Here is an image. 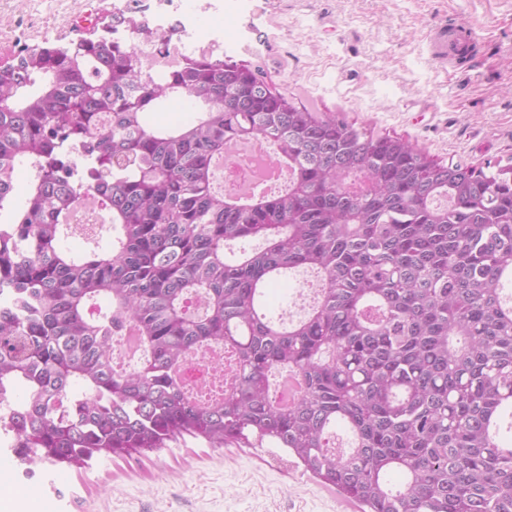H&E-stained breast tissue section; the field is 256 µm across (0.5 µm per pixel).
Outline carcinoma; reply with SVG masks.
<instances>
[{
    "label": "carcinoma",
    "mask_w": 512,
    "mask_h": 512,
    "mask_svg": "<svg viewBox=\"0 0 512 512\" xmlns=\"http://www.w3.org/2000/svg\"><path fill=\"white\" fill-rule=\"evenodd\" d=\"M105 33L21 51L0 74V406L26 458L81 469L188 438L284 448L359 512H512V165L438 162L279 92L263 69L206 55L160 79ZM173 94L195 123L151 128ZM262 139L288 184L250 203L213 186L231 142ZM35 171L22 207L7 171ZM369 178L371 189L360 187ZM92 192L104 225L76 222ZM90 244L79 257L62 235ZM244 240L261 246L230 258ZM310 272L302 318L267 286ZM100 297L109 307L97 305ZM145 352L113 360L112 329ZM222 345L231 389L197 402L188 358ZM301 394L282 405L275 374ZM401 476L399 486L390 476Z\"/></svg>",
    "instance_id": "cac0c4a2"
}]
</instances>
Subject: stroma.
<instances>
[{
  "mask_svg": "<svg viewBox=\"0 0 512 512\" xmlns=\"http://www.w3.org/2000/svg\"><path fill=\"white\" fill-rule=\"evenodd\" d=\"M113 0H0V57L66 44ZM463 32L466 57L434 55L435 28ZM234 60L262 65L281 93L355 126L409 139L476 169L512 164V0H257ZM49 501L0 474V504L26 512H343V499L271 448L191 442L140 459L58 468Z\"/></svg>",
  "mask_w": 512,
  "mask_h": 512,
  "instance_id": "stroma-1",
  "label": "stroma"
}]
</instances>
